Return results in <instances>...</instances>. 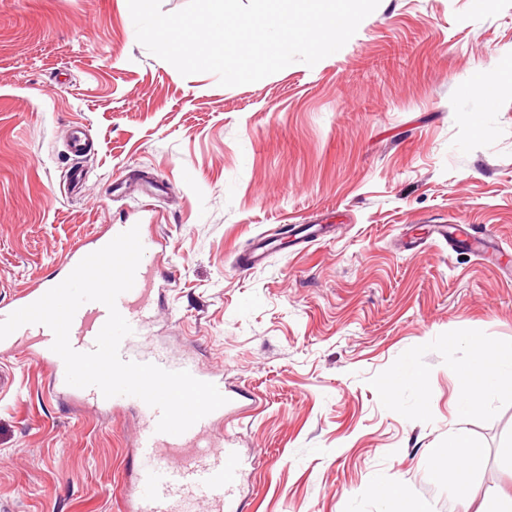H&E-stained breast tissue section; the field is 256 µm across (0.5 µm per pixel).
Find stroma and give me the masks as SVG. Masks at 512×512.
Instances as JSON below:
<instances>
[{
  "label": "stroma",
  "instance_id": "obj_1",
  "mask_svg": "<svg viewBox=\"0 0 512 512\" xmlns=\"http://www.w3.org/2000/svg\"><path fill=\"white\" fill-rule=\"evenodd\" d=\"M112 224L162 237L152 341L236 397L247 512H393L396 485L451 512L473 447L512 497V385L457 413L472 342L512 356V0H380L233 87L151 54L126 0H0V302ZM297 224L330 232L245 266ZM137 425L0 345V512H125Z\"/></svg>",
  "mask_w": 512,
  "mask_h": 512
}]
</instances>
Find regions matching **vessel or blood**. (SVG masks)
<instances>
[{
	"label": "vessel or blood",
	"instance_id": "b4317fda",
	"mask_svg": "<svg viewBox=\"0 0 512 512\" xmlns=\"http://www.w3.org/2000/svg\"><path fill=\"white\" fill-rule=\"evenodd\" d=\"M124 230V225H111L95 241L72 248L66 259L67 269H74L84 257L107 245ZM140 239L144 254L134 286L121 294L116 302L118 311L132 328L131 334L121 341L119 354L126 361L151 363L169 371L185 370L198 380L208 381V374L195 365L172 361L147 343L153 319L152 260L162 241L160 236L150 232L141 233ZM50 288V283L43 282L0 303V321L17 309L34 303ZM107 318L108 310L104 304L84 303L75 313L70 327L72 348L79 352L92 351ZM12 337L35 343L32 359L50 368L55 382L64 383L65 365L51 349L54 342L51 329L41 324H28L14 331ZM80 394L97 404L106 402L115 408L130 406L138 413L137 462L126 487V512H193L194 505L200 502L209 503L213 512H241L236 490L247 461L234 448L231 439L215 433L217 425L224 420L225 408L211 412L183 434L172 435L158 432L159 409L140 398L120 395L107 399L95 387L81 389Z\"/></svg>",
	"mask_w": 512,
	"mask_h": 512
}]
</instances>
